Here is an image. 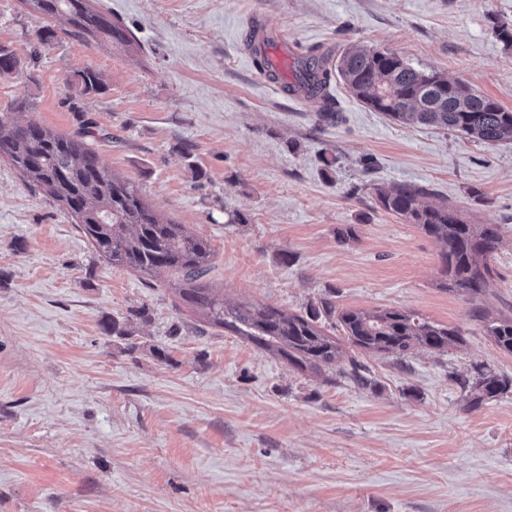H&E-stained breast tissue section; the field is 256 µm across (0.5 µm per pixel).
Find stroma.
I'll use <instances>...</instances> for the list:
<instances>
[{
	"mask_svg": "<svg viewBox=\"0 0 512 512\" xmlns=\"http://www.w3.org/2000/svg\"><path fill=\"white\" fill-rule=\"evenodd\" d=\"M96 6L135 48L60 20L40 44L45 19L0 0V44L19 60L0 77V112L93 128L106 167L210 243L206 281L229 302L301 315L329 295L343 309L422 314L463 341L401 361L342 343L341 368L364 364L365 387L294 370L202 324L176 274L112 267L0 158V512H512V395L470 410L456 383L483 364L512 376V354L474 315L512 316V143L392 121L335 78L340 118L325 120L316 101L276 92L246 50L258 24L296 59L369 45L512 110V50L493 33L512 22V0ZM87 67L103 93H81ZM377 183L500 225L481 299L441 289L443 245L381 210ZM347 225L358 239L339 243ZM115 319L125 335L105 332Z\"/></svg>",
	"mask_w": 512,
	"mask_h": 512,
	"instance_id": "obj_1",
	"label": "stroma"
}]
</instances>
